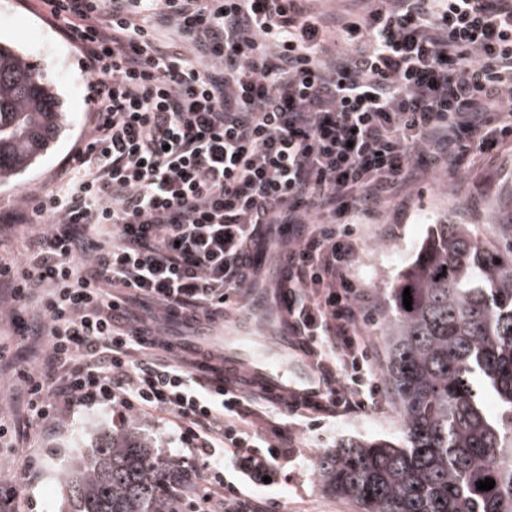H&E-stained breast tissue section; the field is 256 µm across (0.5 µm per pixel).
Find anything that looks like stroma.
<instances>
[{
    "label": "stroma",
    "mask_w": 512,
    "mask_h": 512,
    "mask_svg": "<svg viewBox=\"0 0 512 512\" xmlns=\"http://www.w3.org/2000/svg\"><path fill=\"white\" fill-rule=\"evenodd\" d=\"M13 45L42 70L63 102L66 120L47 152L26 171L0 184V214L30 207L35 197L55 190L54 175L66 162L83 131L91 107L87 78L79 53L57 28L43 19L29 0H0V42ZM512 222V145L471 154L436 173L419 172L384 213L363 225L353 275L370 299L373 318L366 325L373 367L385 363V321L381 293L411 264L424 240L441 224L470 225L479 242L496 245L501 225ZM44 337L31 331V311L16 308L0 296V423L12 432L9 447H0V498L13 512H64L60 473L72 459L89 454L103 430L111 428L112 413L101 405L78 408L55 433L37 431L22 402L14 401L21 371L41 363ZM403 421L390 393L376 408L337 415L326 432L293 427L298 460L280 484L277 512H360L353 502L323 491L315 463L327 449L348 439L397 440ZM37 468L24 472L25 456Z\"/></svg>",
    "instance_id": "obj_1"
}]
</instances>
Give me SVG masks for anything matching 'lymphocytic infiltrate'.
Returning <instances> with one entry per match:
<instances>
[{
  "label": "lymphocytic infiltrate",
  "instance_id": "obj_1",
  "mask_svg": "<svg viewBox=\"0 0 512 512\" xmlns=\"http://www.w3.org/2000/svg\"><path fill=\"white\" fill-rule=\"evenodd\" d=\"M81 54L94 107L83 145L37 197L34 228L0 287L35 306L46 362L20 392L42 430L103 404L116 423L162 416L204 501L251 506L298 450L226 385L193 375L162 314L220 323L250 272L260 224H285L290 312L330 368L334 406L382 387L351 277L360 226L416 176L458 152L512 140V0H371L329 16L310 0H39ZM499 121H492V114ZM153 313L124 320L114 288Z\"/></svg>",
  "mask_w": 512,
  "mask_h": 512
}]
</instances>
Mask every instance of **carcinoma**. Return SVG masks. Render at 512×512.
Segmentation results:
<instances>
[{"label":"carcinoma","instance_id":"1","mask_svg":"<svg viewBox=\"0 0 512 512\" xmlns=\"http://www.w3.org/2000/svg\"><path fill=\"white\" fill-rule=\"evenodd\" d=\"M63 120L41 72L1 43L0 183L37 160ZM382 301L384 377L402 438L347 440L324 451L321 488L362 512H512V224L491 249L466 224L440 225ZM487 478L494 488L477 489ZM61 480L66 512H180L188 488L183 471L133 425L102 432Z\"/></svg>","mask_w":512,"mask_h":512}]
</instances>
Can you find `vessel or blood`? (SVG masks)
I'll return each mask as SVG.
<instances>
[{"mask_svg":"<svg viewBox=\"0 0 512 512\" xmlns=\"http://www.w3.org/2000/svg\"><path fill=\"white\" fill-rule=\"evenodd\" d=\"M258 280L246 283L232 299L224 325L203 324L181 344L199 363L221 365L230 389L262 391L273 401L315 408L335 398L336 381L306 354L288 317V294L268 299Z\"/></svg>","mask_w":512,"mask_h":512,"instance_id":"vessel-or-blood-1","label":"vessel or blood"}]
</instances>
